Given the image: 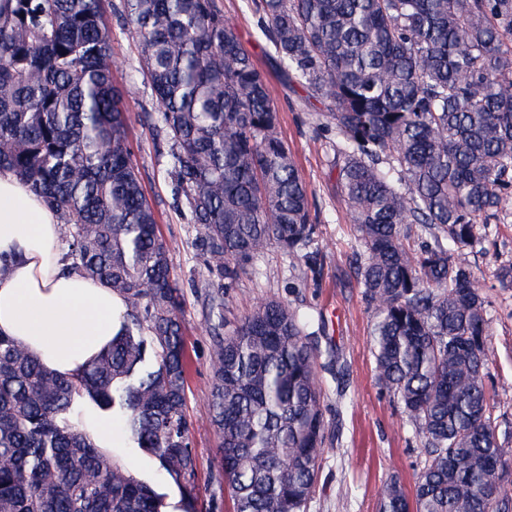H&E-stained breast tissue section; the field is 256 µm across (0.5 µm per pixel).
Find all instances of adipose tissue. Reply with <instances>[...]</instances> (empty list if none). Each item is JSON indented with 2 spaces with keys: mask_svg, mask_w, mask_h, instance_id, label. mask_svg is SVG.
I'll use <instances>...</instances> for the list:
<instances>
[{
  "mask_svg": "<svg viewBox=\"0 0 512 512\" xmlns=\"http://www.w3.org/2000/svg\"><path fill=\"white\" fill-rule=\"evenodd\" d=\"M0 253L14 258L0 277V334L23 342L61 375L75 374L111 344L123 301L110 288L63 271L55 214L8 173L0 174Z\"/></svg>",
  "mask_w": 512,
  "mask_h": 512,
  "instance_id": "adipose-tissue-1",
  "label": "adipose tissue"
}]
</instances>
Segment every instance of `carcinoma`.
<instances>
[{"label":"carcinoma","instance_id":"1","mask_svg":"<svg viewBox=\"0 0 512 512\" xmlns=\"http://www.w3.org/2000/svg\"><path fill=\"white\" fill-rule=\"evenodd\" d=\"M104 2L0 0V172L55 213L64 269L125 304L112 346L70 377L0 335V512H162L91 437L100 414L158 461L182 512H216L191 443L184 293L133 161ZM115 13L134 26L158 104L145 120L208 273L213 479L233 512H304L327 428L309 321L272 298L231 323L224 295L273 248L318 272L312 192L217 0ZM255 15L283 79L323 106L314 133L338 143L377 384L428 450L413 497L393 480L381 512H512V432L487 395L486 301L467 259L477 226L512 210V0H258Z\"/></svg>","mask_w":512,"mask_h":512}]
</instances>
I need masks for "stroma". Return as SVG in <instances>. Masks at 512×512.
<instances>
[{
	"label": "stroma",
	"mask_w": 512,
	"mask_h": 512,
	"mask_svg": "<svg viewBox=\"0 0 512 512\" xmlns=\"http://www.w3.org/2000/svg\"><path fill=\"white\" fill-rule=\"evenodd\" d=\"M224 16L235 27L243 47L261 68H269L272 48L256 27L252 0H219ZM113 53L124 59L117 84L130 88L129 139L147 195L160 217V231L172 248L173 275L185 295L182 312L191 358L187 405L193 421L191 441L198 464L203 497L217 495L220 512H231L227 494L212 485L218 466L219 439L211 425L210 349L212 337L197 296L207 271L192 242L196 234L174 209L162 141L153 139L144 115L157 104L144 84L134 46V30L109 15ZM280 112L281 135L288 142L299 170L313 191L312 209L318 217L316 246L320 274H303L287 254L270 251L256 260L235 288L224 297V315L236 321L260 302L278 298L320 325L321 362L337 360L340 372L321 371L323 408L327 421L320 471L306 512H379L380 489L396 479L413 490L426 452L396 400L381 393L370 349L372 311L354 273L356 242L346 205L337 188L336 144L315 135L312 125L320 108L299 86L271 81ZM480 242L468 255L479 270L480 291L488 302L493 360L487 380L494 414L501 426L512 427V282L502 277L512 268V216L480 231ZM344 388H337V379Z\"/></svg>",
	"instance_id": "obj_1"
}]
</instances>
